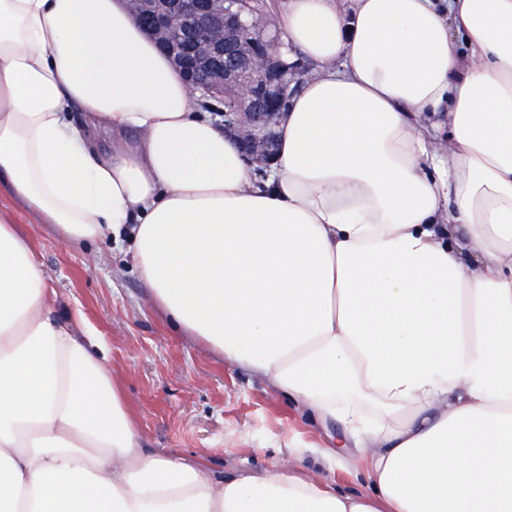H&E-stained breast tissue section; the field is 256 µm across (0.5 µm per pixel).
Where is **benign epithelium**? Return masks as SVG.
Instances as JSON below:
<instances>
[{
	"label": "benign epithelium",
	"mask_w": 512,
	"mask_h": 512,
	"mask_svg": "<svg viewBox=\"0 0 512 512\" xmlns=\"http://www.w3.org/2000/svg\"><path fill=\"white\" fill-rule=\"evenodd\" d=\"M128 7L187 81L213 90L232 80L236 67L226 66L225 60L237 58L227 37L250 27L242 16L241 0H128ZM254 47L261 56L247 61L250 72L240 96L225 102L224 132L262 172L276 154L281 112L273 103L286 99L291 83L283 79L284 68L271 35L260 38Z\"/></svg>",
	"instance_id": "1"
}]
</instances>
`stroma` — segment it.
<instances>
[{
  "instance_id": "stroma-1",
  "label": "stroma",
  "mask_w": 512,
  "mask_h": 512,
  "mask_svg": "<svg viewBox=\"0 0 512 512\" xmlns=\"http://www.w3.org/2000/svg\"><path fill=\"white\" fill-rule=\"evenodd\" d=\"M0 210L31 242L62 314L107 352L146 448L209 465L216 473L271 467L287 453L313 462L335 425L301 415L287 397L201 341L185 336L148 299L129 251L110 240L68 245L0 186ZM103 257L98 266L90 254Z\"/></svg>"
}]
</instances>
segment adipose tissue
I'll return each instance as SVG.
<instances>
[{
  "label": "adipose tissue",
  "mask_w": 512,
  "mask_h": 512,
  "mask_svg": "<svg viewBox=\"0 0 512 512\" xmlns=\"http://www.w3.org/2000/svg\"><path fill=\"white\" fill-rule=\"evenodd\" d=\"M276 9L317 68L260 179L127 0H0V182L66 243L129 248L339 447L224 475L144 448L0 213V512H512V0Z\"/></svg>",
  "instance_id": "adipose-tissue-1"
}]
</instances>
